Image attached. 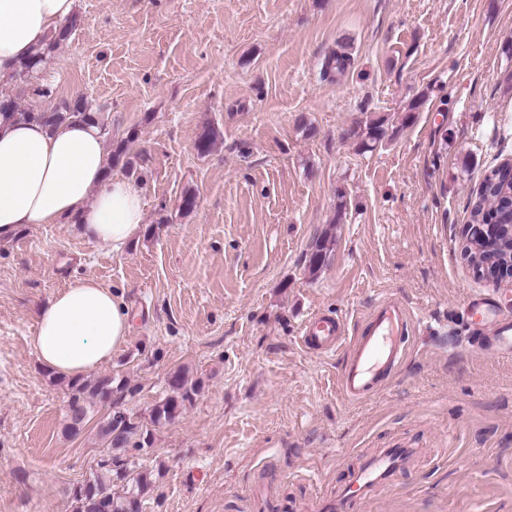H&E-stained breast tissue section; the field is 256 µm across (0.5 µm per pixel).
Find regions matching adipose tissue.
Wrapping results in <instances>:
<instances>
[{"label":"adipose tissue","mask_w":512,"mask_h":512,"mask_svg":"<svg viewBox=\"0 0 512 512\" xmlns=\"http://www.w3.org/2000/svg\"><path fill=\"white\" fill-rule=\"evenodd\" d=\"M75 0H0V84L45 46L74 12ZM105 141L92 125L50 128L0 118V241L30 224H78L84 237L121 251L143 231L141 193L109 176ZM131 314L92 280L56 293L36 314L31 345L42 366L75 379L124 349Z\"/></svg>","instance_id":"adipose-tissue-1"}]
</instances>
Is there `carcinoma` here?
I'll return each instance as SVG.
<instances>
[{
    "label": "carcinoma",
    "mask_w": 512,
    "mask_h": 512,
    "mask_svg": "<svg viewBox=\"0 0 512 512\" xmlns=\"http://www.w3.org/2000/svg\"><path fill=\"white\" fill-rule=\"evenodd\" d=\"M76 19L55 33L50 42L49 51L55 52L71 38ZM44 53L36 52L31 60L23 63L15 75V80L28 81L34 70L44 62ZM353 64L348 46L339 44L325 58L322 75H343ZM3 100L11 104L8 118L23 122H37L55 125L72 118L91 122L100 127L105 139L112 141L109 153V168L118 165L129 171L133 161L128 156L129 143L134 136L120 141L112 140V132L105 124L100 113L89 104L78 99L64 104L52 111H34L21 107L12 97L6 95ZM385 119L371 120L361 129L358 137L361 145L369 150L386 136ZM220 136L218 129L207 126L198 137L196 147L202 154L207 153ZM512 207V169L502 163L488 171L480 183L476 199L470 212L471 223L481 224L480 235L473 237L464 248L466 257L473 270L485 267L504 269L512 273V234L502 225L512 220L508 209ZM333 246L330 233L317 239L308 257L310 273H317L325 264ZM167 384L169 395L154 405L149 415L150 424L159 427L173 421L187 402H191L198 392V385L189 380L186 373L179 369L171 373ZM69 398L67 404L66 431L72 436L80 434L87 423L89 413L97 405L108 409L107 415L99 422L97 435L106 454L97 462V469L76 486L72 493L73 512H141L142 495L151 485L149 470L133 455H127L129 448L140 449L152 441V430L144 421L121 406V401L133 397L137 387L127 381H115L110 375L94 379H78L67 382Z\"/></svg>",
    "instance_id": "carcinoma-1"
}]
</instances>
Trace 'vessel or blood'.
<instances>
[{
  "instance_id": "1",
  "label": "vessel or blood",
  "mask_w": 512,
  "mask_h": 512,
  "mask_svg": "<svg viewBox=\"0 0 512 512\" xmlns=\"http://www.w3.org/2000/svg\"><path fill=\"white\" fill-rule=\"evenodd\" d=\"M463 309L483 334L481 352L512 359V310L496 307L488 295L468 298ZM409 326L405 305L385 300L369 312L364 328L353 340H346L341 318L319 316L305 325L302 342L307 349L322 354L345 349L338 375L340 390L347 400L361 401L375 394L401 361ZM394 468L391 453L368 462L353 476L356 494L340 497L336 512H354L358 495L378 490Z\"/></svg>"
}]
</instances>
